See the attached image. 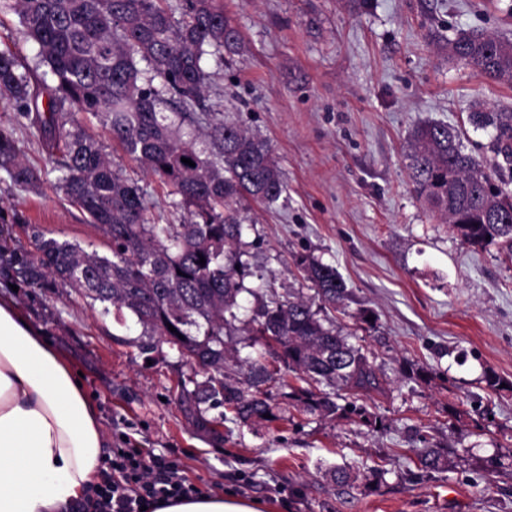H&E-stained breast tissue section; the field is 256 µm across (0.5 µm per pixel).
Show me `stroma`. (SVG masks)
<instances>
[{
  "mask_svg": "<svg viewBox=\"0 0 512 512\" xmlns=\"http://www.w3.org/2000/svg\"><path fill=\"white\" fill-rule=\"evenodd\" d=\"M224 11L241 46L211 78L209 101L273 143L288 185L275 205L240 209L255 242L246 284L301 288L299 254L336 266L351 299L332 318L387 380L385 393L343 394L357 411L333 420L284 403L275 419H230L213 435L178 401L194 371L168 345L141 353L135 331L76 295L0 285V297L82 372L111 444L135 440L213 494L268 512H512V254L463 245L415 196L407 158L419 127L444 123L498 164L494 129L470 115L512 112V85L449 60L444 39L477 29L512 41V0H224ZM20 146L42 181L34 192L0 182L18 238L33 224L108 253L38 144ZM364 309L375 331L359 330ZM486 372L498 388L482 382ZM427 447L465 455L426 475L417 453ZM491 456L499 467L484 466ZM336 465L358 481L331 482Z\"/></svg>",
  "mask_w": 512,
  "mask_h": 512,
  "instance_id": "stroma-1",
  "label": "stroma"
}]
</instances>
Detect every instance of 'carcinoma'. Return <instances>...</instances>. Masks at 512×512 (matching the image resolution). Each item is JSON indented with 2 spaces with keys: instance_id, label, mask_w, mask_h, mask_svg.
<instances>
[{
  "instance_id": "1",
  "label": "carcinoma",
  "mask_w": 512,
  "mask_h": 512,
  "mask_svg": "<svg viewBox=\"0 0 512 512\" xmlns=\"http://www.w3.org/2000/svg\"><path fill=\"white\" fill-rule=\"evenodd\" d=\"M9 14L33 57L0 50V96L16 108L0 118V170L20 191L38 187L41 174L18 158L16 130L29 131L64 197L98 226L111 255L33 225L26 246L14 233L18 217L0 210V278L75 293L118 325L140 327L139 349L166 343L183 363L201 368L204 379L190 380L191 389L181 384L179 401L209 431L224 423L226 409L243 424L276 417L267 385H286L283 369L306 383L284 394L291 406L325 419L345 411L338 391L383 390L361 348L328 315L350 296L336 267L311 254L295 259L310 297L245 285L253 242L238 205L248 198L274 204L287 185L272 143L224 122L207 104L208 66L222 67L224 53L240 45L223 0H0V15ZM446 48L448 58L512 83L511 42L472 31ZM93 118L159 178L173 207L187 211L185 223H159L152 197L107 157ZM470 120L493 127L494 152L511 163L512 112L478 111ZM409 158L418 198L446 217L462 244L512 248V209L503 203L509 194L464 151L456 130L443 123L417 129ZM245 294L257 306L242 321ZM236 335L250 337L244 357L224 340ZM418 461L425 472L445 466L439 448L421 449ZM328 475L343 486L358 479L340 466Z\"/></svg>"
}]
</instances>
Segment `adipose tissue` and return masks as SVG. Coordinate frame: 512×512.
I'll list each match as a JSON object with an SVG mask.
<instances>
[{
	"mask_svg": "<svg viewBox=\"0 0 512 512\" xmlns=\"http://www.w3.org/2000/svg\"><path fill=\"white\" fill-rule=\"evenodd\" d=\"M64 356L11 300L0 299V512H68L98 475L106 446L96 408ZM200 496L156 512H262Z\"/></svg>",
	"mask_w": 512,
	"mask_h": 512,
	"instance_id": "obj_1",
	"label": "adipose tissue"
}]
</instances>
